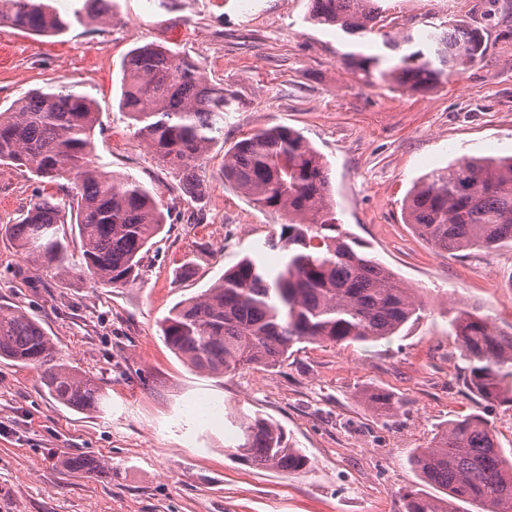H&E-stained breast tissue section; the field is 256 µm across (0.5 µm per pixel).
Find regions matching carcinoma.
Listing matches in <instances>:
<instances>
[{
    "instance_id": "1",
    "label": "carcinoma",
    "mask_w": 512,
    "mask_h": 512,
    "mask_svg": "<svg viewBox=\"0 0 512 512\" xmlns=\"http://www.w3.org/2000/svg\"><path fill=\"white\" fill-rule=\"evenodd\" d=\"M55 0H0V27L58 36L77 23H112L117 0H75L64 17ZM309 19L350 35L380 34L383 51L351 57L370 84L417 91L448 81L484 54L480 29L439 25L425 34L395 37L398 16L389 0H310ZM119 108L156 165L179 177L189 202L204 200L199 173L224 137V113L234 91L200 74L187 56L147 43L121 60ZM99 125L95 99L76 84L33 89L0 110V167L24 168L57 192L39 191L8 233L31 268L58 277L72 271L71 244H80V272L118 288L138 277L145 254L169 215L153 189L132 175L115 176L93 161ZM224 181L260 211L286 216L268 247L271 265L248 256L201 294L175 305L162 326L167 346L199 372L224 375L241 368L273 369L294 344L366 343L388 339L420 320L426 305L363 245L336 223L329 167L288 126L255 131L224 153ZM405 222L451 256L512 245V156L468 157L437 168L416 183L404 204ZM467 384L488 402L512 407V326L504 329L463 305L450 320ZM0 358L40 369L43 386L63 405L99 403V387L59 361L51 337L20 310H0ZM238 456L283 472L305 468L307 457L278 424L241 413ZM417 478L443 490L435 496L409 488L405 512H460L457 502L482 512H512V451L477 415L458 417L409 458Z\"/></svg>"
}]
</instances>
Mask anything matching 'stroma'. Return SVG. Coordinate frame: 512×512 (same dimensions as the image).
<instances>
[{
	"label": "stroma",
	"instance_id": "stroma-1",
	"mask_svg": "<svg viewBox=\"0 0 512 512\" xmlns=\"http://www.w3.org/2000/svg\"><path fill=\"white\" fill-rule=\"evenodd\" d=\"M309 0H117L110 26L72 25L59 38L0 27V108L25 92L76 83L97 101L93 159L156 194L172 220L139 279L108 288L28 269L2 232L41 184L0 168V307L35 317L60 361L100 387L99 407L60 404L31 366L0 360V512H405L418 479L408 459L448 420L475 414L512 448V408L481 400L449 319L457 303L512 325V246L448 256L405 224L414 183L462 157L512 155V13L486 16V0H397L405 29L446 21L480 28L485 52L430 90L371 85L348 64L378 53L381 36L311 24ZM158 42L187 52L206 78L241 101L224 115V143L203 163L206 214L191 223L179 179L160 169L118 107L120 62ZM274 125L298 130L325 158L344 229L427 304L418 322L372 343L295 344L271 370L209 375L165 343L161 324L181 300L209 288L243 256H278L268 239L284 216L257 210L219 175L224 150ZM194 259L183 271L185 259ZM399 405L377 414L363 394ZM212 408L201 424L184 417ZM240 407L279 423L308 457L295 472L242 461L225 411ZM103 462L74 472L72 456Z\"/></svg>",
	"mask_w": 512,
	"mask_h": 512
}]
</instances>
